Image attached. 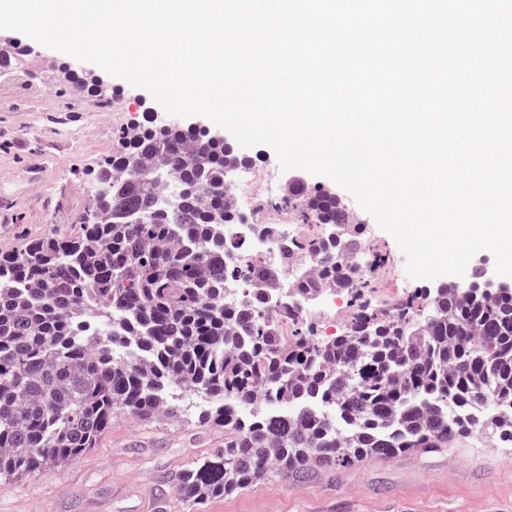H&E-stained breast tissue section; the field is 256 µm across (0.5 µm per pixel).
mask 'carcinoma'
Returning <instances> with one entry per match:
<instances>
[{
    "instance_id": "cac0c4a2",
    "label": "carcinoma",
    "mask_w": 512,
    "mask_h": 512,
    "mask_svg": "<svg viewBox=\"0 0 512 512\" xmlns=\"http://www.w3.org/2000/svg\"><path fill=\"white\" fill-rule=\"evenodd\" d=\"M69 82L112 102L94 75ZM247 165L196 129L140 127L94 173L75 234L0 253V480L72 462L118 411L174 414L178 387L216 404L202 419L224 428L223 449L175 476L189 503L489 428L512 443V288H427L423 309L415 294L375 307L364 269L376 256L349 211L294 182L288 203L323 234L288 246L335 269L355 312L333 339L299 324L285 341L247 294L278 272L224 262L227 182ZM229 280L246 290L236 309ZM129 338L148 364L124 355Z\"/></svg>"
}]
</instances>
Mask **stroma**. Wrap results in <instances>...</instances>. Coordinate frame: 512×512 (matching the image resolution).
Returning <instances> with one entry per match:
<instances>
[{
  "label": "stroma",
  "mask_w": 512,
  "mask_h": 512,
  "mask_svg": "<svg viewBox=\"0 0 512 512\" xmlns=\"http://www.w3.org/2000/svg\"><path fill=\"white\" fill-rule=\"evenodd\" d=\"M13 63L19 75L0 88V252L47 234H70L91 199L89 173L109 158L120 135L162 107L142 88L111 78L109 121L95 98L70 87V55L29 40ZM362 237L385 262L366 292L387 306L425 279L406 273V257L369 213ZM177 415L141 420L119 412L72 463L48 466L0 486V512H512V445L489 449L482 432L447 447L314 467L304 478H271L190 505L175 492L177 473L224 446V431L199 420L207 402L182 393Z\"/></svg>",
  "instance_id": "stroma-1"
}]
</instances>
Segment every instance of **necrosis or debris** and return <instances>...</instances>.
Masks as SVG:
<instances>
[{"instance_id": "necrosis-or-debris-1", "label": "necrosis or debris", "mask_w": 512, "mask_h": 512, "mask_svg": "<svg viewBox=\"0 0 512 512\" xmlns=\"http://www.w3.org/2000/svg\"><path fill=\"white\" fill-rule=\"evenodd\" d=\"M226 196L229 209L238 221L224 227L225 252L239 262L274 268L279 272L277 290L265 291L264 303L279 335L288 337L297 321L319 319L329 326H345L351 319L340 299L342 290L325 276L322 263L307 254H287L288 240L317 236L319 225L302 221L271 204V192L257 175L232 179ZM317 277L324 286L317 299L292 305L280 298V290L299 287L303 278Z\"/></svg>"}]
</instances>
